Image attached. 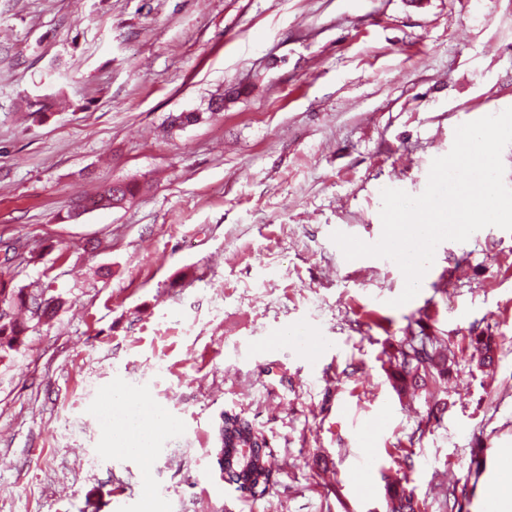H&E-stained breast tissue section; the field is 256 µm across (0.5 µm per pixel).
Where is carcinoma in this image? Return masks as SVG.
I'll return each mask as SVG.
<instances>
[{
	"mask_svg": "<svg viewBox=\"0 0 512 512\" xmlns=\"http://www.w3.org/2000/svg\"><path fill=\"white\" fill-rule=\"evenodd\" d=\"M137 187L133 184L119 183L111 185L93 201L98 207L111 208L113 202H127L135 195ZM60 307L55 298L37 301L22 289L9 288L0 281V361L11 353L19 351L24 345L27 326L20 321L16 310L25 308L32 315L49 320ZM478 364L490 367L495 361L497 345L490 336H476L473 339ZM396 360L397 391L415 390L425 384L426 376L432 372L445 374L448 372L447 357L437 350L433 336H406L402 339L394 355ZM221 448L232 445L242 448L248 443H257L258 433L252 424L234 413H225L220 426ZM387 512H416L413 494L405 490L388 491Z\"/></svg>",
	"mask_w": 512,
	"mask_h": 512,
	"instance_id": "carcinoma-1",
	"label": "carcinoma"
}]
</instances>
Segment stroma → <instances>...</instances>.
Listing matches in <instances>:
<instances>
[{
  "instance_id": "obj_1",
  "label": "stroma",
  "mask_w": 512,
  "mask_h": 512,
  "mask_svg": "<svg viewBox=\"0 0 512 512\" xmlns=\"http://www.w3.org/2000/svg\"><path fill=\"white\" fill-rule=\"evenodd\" d=\"M509 107L512 0H0V244L33 249L0 278L64 302L0 362V512H385L399 472L421 512L451 485L482 512L512 448V232L441 242L399 307L397 264L331 235L378 242L382 190L421 194ZM116 182L141 190L71 217ZM299 322L323 357L279 336ZM421 333L451 373L398 395ZM116 388L170 421L152 476L96 416ZM226 412L271 452L262 496L220 474Z\"/></svg>"
}]
</instances>
